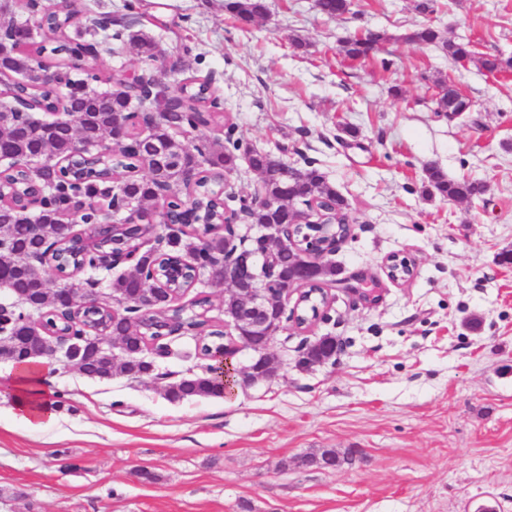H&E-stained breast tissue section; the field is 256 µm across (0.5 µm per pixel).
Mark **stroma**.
I'll return each mask as SVG.
<instances>
[{"instance_id": "obj_1", "label": "stroma", "mask_w": 512, "mask_h": 512, "mask_svg": "<svg viewBox=\"0 0 512 512\" xmlns=\"http://www.w3.org/2000/svg\"><path fill=\"white\" fill-rule=\"evenodd\" d=\"M129 1L186 73L213 77L236 136L320 169L347 201L350 234L331 257L326 317L272 341L273 380L169 401L167 382L205 365L197 337L174 335L157 361L164 381L54 362L56 419L29 433L12 422L14 365L0 361V512H512V73L403 41L429 24L512 57V0H437L429 15L415 0H353L336 19L313 0H267L244 28L224 0H87L115 16ZM366 29L388 42L345 57L343 40ZM444 83L468 112L439 111ZM430 161L487 193L425 194ZM395 253L410 280L389 279ZM322 336L336 338L335 361L298 368ZM325 448L339 465L299 464Z\"/></svg>"}]
</instances>
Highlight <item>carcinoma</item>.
<instances>
[{
  "instance_id": "carcinoma-1",
  "label": "carcinoma",
  "mask_w": 512,
  "mask_h": 512,
  "mask_svg": "<svg viewBox=\"0 0 512 512\" xmlns=\"http://www.w3.org/2000/svg\"><path fill=\"white\" fill-rule=\"evenodd\" d=\"M78 0H63L61 11L48 16L44 26L53 35L49 44L32 40L26 48L11 42L14 29L26 24L31 18H18V9L4 14L7 23L3 24L4 63L0 64L3 73L21 74L27 82L21 91L38 92L45 80L44 74L53 66H74L75 53L87 33L105 32L97 42L100 49L117 52L130 45L141 59L149 63L154 57L156 42L130 28L138 24L135 19L116 25L112 32L97 18H87L86 24L71 23L72 33L62 32L73 16H79ZM352 0H315L319 13L329 18L339 17L351 10ZM224 12L243 26L250 25L264 17L267 12L266 0H224ZM405 40L414 45H440L455 61L473 60L469 46L458 43L431 26H420L407 34ZM388 36L381 31H369L345 40L343 51L353 60L369 58L379 52ZM480 69L495 73L512 70V59L496 55L478 58ZM86 92L64 100L63 110L79 114L78 123L71 127L65 122H42L31 110L0 112V155L13 159L3 168L12 179L14 190L19 195L39 196L42 208L37 212L19 211L11 196L0 199V227L9 242L0 248V284L17 291L39 294L41 288L58 290L62 295L74 283L68 277L53 278L46 273L41 257L49 249H54V258L61 267L71 268L80 263L89 268L97 267V259L102 252L127 245L133 239L154 234L148 224H132L99 230L85 245L87 254H81L77 242L67 238V231L58 222L54 211L66 205L73 197H86L95 202L108 198L115 205L114 212L122 211L130 204L136 205L146 215H152L159 204L168 205L171 223L164 226L162 240L166 250L155 252L143 258L136 274H122L112 279L110 296L116 297L129 314L138 312L136 299L155 275L174 281L183 287L194 281V271L187 268L175 272L172 262L183 255L200 256L211 263L224 256V231L218 226L224 224L226 201L236 199L232 187L226 185V177L243 160L262 176V189L265 204L257 207L242 202L239 212L251 224L272 223L273 210L270 205L278 203L285 194L295 197V203L308 206L329 203L336 208V221L343 224L348 217L347 203L342 194L316 168L302 170L304 180L294 182L288 177V164L270 152L247 148L240 139L233 137L235 126H227L224 137L199 139L194 149L186 147L178 135L187 129L208 128L216 119L219 97L211 91V81L194 82L189 79L179 81V93L170 98H150L144 96L134 102L121 85L99 74H86L79 80ZM161 113V118L146 131L137 133V148L131 153L115 152L103 145L112 131L115 111L128 105ZM94 147V160L90 165L70 172L57 169L62 158H77L78 145ZM167 148L165 156L158 154V147ZM196 171L198 178L192 188L198 207L200 224L187 232L190 225L187 213L181 209L180 199L184 195V175ZM428 186L445 200H471L484 195L488 185L469 179H450L435 162L425 166ZM37 215L40 231L30 225L29 216ZM161 306L169 309L167 322L157 326L151 320L130 328L128 320H116L108 308L111 303L101 301V308L79 310L76 316L89 327V333L100 332L103 338L124 336L128 348L137 353L148 342L157 337L172 333H189L203 337L198 354L210 359L211 354L224 349V330L209 324L207 313L210 300L198 296L186 307L172 303L166 293L158 295ZM322 307L321 295L303 294L297 303V320L305 324L317 318ZM117 374H125V369L112 360H96L90 370V377L103 380ZM220 379L215 374L213 364L204 367L202 373L184 377L166 389L171 401L195 398L220 397L224 394L219 387Z\"/></svg>"
}]
</instances>
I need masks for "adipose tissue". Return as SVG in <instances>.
Wrapping results in <instances>:
<instances>
[{"label": "adipose tissue", "mask_w": 512, "mask_h": 512, "mask_svg": "<svg viewBox=\"0 0 512 512\" xmlns=\"http://www.w3.org/2000/svg\"><path fill=\"white\" fill-rule=\"evenodd\" d=\"M47 370L31 363L18 365L11 381L14 422L29 432L43 430L53 423V403L44 386Z\"/></svg>", "instance_id": "obj_1"}]
</instances>
